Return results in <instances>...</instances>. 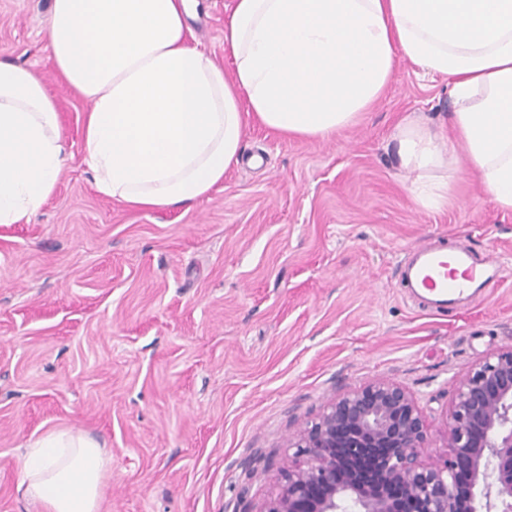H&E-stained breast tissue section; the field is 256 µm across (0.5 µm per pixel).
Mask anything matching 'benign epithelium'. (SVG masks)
Masks as SVG:
<instances>
[{
  "label": "benign epithelium",
  "mask_w": 512,
  "mask_h": 512,
  "mask_svg": "<svg viewBox=\"0 0 512 512\" xmlns=\"http://www.w3.org/2000/svg\"><path fill=\"white\" fill-rule=\"evenodd\" d=\"M448 454L423 458L428 421L401 384L379 378L337 395L288 438L294 453L263 512H512V347L488 354L455 388ZM377 448L373 493L336 453Z\"/></svg>",
  "instance_id": "benign-epithelium-1"
}]
</instances>
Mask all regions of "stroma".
I'll use <instances>...</instances> for the list:
<instances>
[{
  "label": "stroma",
  "mask_w": 512,
  "mask_h": 512,
  "mask_svg": "<svg viewBox=\"0 0 512 512\" xmlns=\"http://www.w3.org/2000/svg\"><path fill=\"white\" fill-rule=\"evenodd\" d=\"M50 2L0 0V60L42 78L70 151L38 212L0 224V512H43L21 462L58 428L99 441L100 512H261L297 422L376 378L413 395L426 458L445 457L457 383L512 345V210L463 167L446 206L419 208L391 140L405 118H447V79L399 60L356 125L323 140L249 126L223 185L136 209L84 161L89 105L54 66ZM198 2L193 42L230 67L232 0ZM423 241L496 260L471 309L434 313L403 288Z\"/></svg>",
  "instance_id": "stroma-1"
}]
</instances>
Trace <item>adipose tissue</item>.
Returning <instances> with one entry per match:
<instances>
[{
	"label": "adipose tissue",
	"mask_w": 512,
	"mask_h": 512,
	"mask_svg": "<svg viewBox=\"0 0 512 512\" xmlns=\"http://www.w3.org/2000/svg\"><path fill=\"white\" fill-rule=\"evenodd\" d=\"M189 0H52L49 48L89 102L84 161L97 190L141 209L191 207L236 166L250 124L321 139L355 124L399 59L450 79V135L413 118L393 133L415 202H448L455 144L512 210V0H233L232 73L188 43ZM67 158L57 105L29 68L0 61V224L30 218ZM108 461L53 429L22 465L44 512H97Z\"/></svg>",
	"instance_id": "1"
}]
</instances>
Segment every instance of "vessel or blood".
<instances>
[{
  "label": "vessel or blood",
  "mask_w": 512,
  "mask_h": 512,
  "mask_svg": "<svg viewBox=\"0 0 512 512\" xmlns=\"http://www.w3.org/2000/svg\"><path fill=\"white\" fill-rule=\"evenodd\" d=\"M497 271L495 261L478 256L470 248L449 249L423 243L408 250L400 275L434 312L468 306L473 288L488 285Z\"/></svg>",
  "instance_id": "b4317fda"
}]
</instances>
